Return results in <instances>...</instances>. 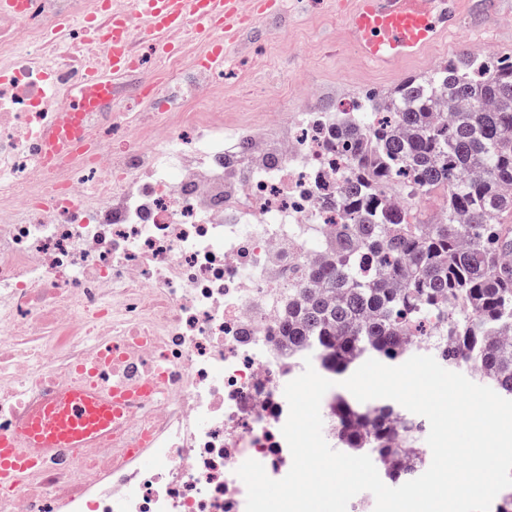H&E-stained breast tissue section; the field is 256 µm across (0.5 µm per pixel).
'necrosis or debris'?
Segmentation results:
<instances>
[{
	"instance_id": "obj_1",
	"label": "necrosis or debris",
	"mask_w": 512,
	"mask_h": 512,
	"mask_svg": "<svg viewBox=\"0 0 512 512\" xmlns=\"http://www.w3.org/2000/svg\"><path fill=\"white\" fill-rule=\"evenodd\" d=\"M0 0V431L33 392L92 373L153 378L110 438L0 484V512H246L236 474L275 480L292 456L285 385L304 370L282 338L288 291L329 258L352 172L337 151L360 110L297 113L224 145V108L194 111L208 77L149 113L144 83L200 71L205 47L119 78L82 113L81 157L41 159L58 113L112 43V0ZM149 451L155 464L137 462Z\"/></svg>"
}]
</instances>
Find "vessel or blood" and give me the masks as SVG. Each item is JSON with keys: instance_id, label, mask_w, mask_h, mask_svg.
Instances as JSON below:
<instances>
[{"instance_id": "vessel-or-blood-1", "label": "vessel or blood", "mask_w": 512, "mask_h": 512, "mask_svg": "<svg viewBox=\"0 0 512 512\" xmlns=\"http://www.w3.org/2000/svg\"><path fill=\"white\" fill-rule=\"evenodd\" d=\"M458 5L459 0H353L346 17L349 39L364 61L390 68L450 34L459 22ZM282 6V0H134L130 5L114 0V39L101 68L117 76L140 66L129 41L135 30L161 53L174 51L177 34L192 20L198 37L214 46L206 68L223 69L227 48ZM44 146L48 155L60 158L82 152L85 143L63 112L46 130ZM114 384L111 392L78 381L62 386L43 398L15 431L1 432L0 477L15 483L26 479L27 448L75 452L105 435L121 418L127 398L124 379Z\"/></svg>"}]
</instances>
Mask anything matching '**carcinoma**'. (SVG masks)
<instances>
[{"label": "carcinoma", "instance_id": "cac0c4a2", "mask_svg": "<svg viewBox=\"0 0 512 512\" xmlns=\"http://www.w3.org/2000/svg\"><path fill=\"white\" fill-rule=\"evenodd\" d=\"M350 131L356 174L338 201L355 242L308 273L288 302V349H322V367L341 375L364 359H407L402 340L434 318L455 365L467 355L474 379L512 400V56L464 52L388 94L365 96ZM443 193L447 217L423 221L389 206L385 193ZM384 278L365 271L367 257ZM454 301L463 304L448 313ZM391 401L353 404L337 396V445L372 461L398 459L419 444L414 420L402 433Z\"/></svg>", "mask_w": 512, "mask_h": 512}]
</instances>
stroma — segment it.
<instances>
[{
  "instance_id": "35a3bbf8",
  "label": "stroma",
  "mask_w": 512,
  "mask_h": 512,
  "mask_svg": "<svg viewBox=\"0 0 512 512\" xmlns=\"http://www.w3.org/2000/svg\"><path fill=\"white\" fill-rule=\"evenodd\" d=\"M458 27L419 58L388 71L361 60L345 19L331 0H286L265 27L230 48L224 70V126L234 131L287 126L312 105L391 92L427 75L473 45L489 55H512V0H460Z\"/></svg>"
}]
</instances>
